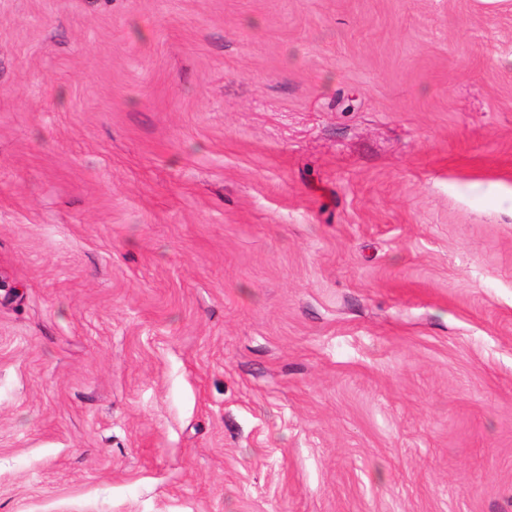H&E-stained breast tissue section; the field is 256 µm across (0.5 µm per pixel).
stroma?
<instances>
[{
	"label": "stroma",
	"mask_w": 512,
	"mask_h": 512,
	"mask_svg": "<svg viewBox=\"0 0 512 512\" xmlns=\"http://www.w3.org/2000/svg\"><path fill=\"white\" fill-rule=\"evenodd\" d=\"M0 512H512V0H0Z\"/></svg>",
	"instance_id": "35a3bbf8"
}]
</instances>
